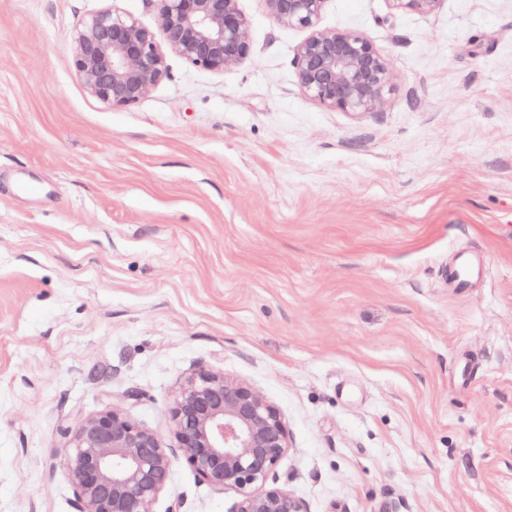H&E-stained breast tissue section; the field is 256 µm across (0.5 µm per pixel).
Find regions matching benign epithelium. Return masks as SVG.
I'll return each instance as SVG.
<instances>
[{"label": "benign epithelium", "instance_id": "benign-epithelium-1", "mask_svg": "<svg viewBox=\"0 0 512 512\" xmlns=\"http://www.w3.org/2000/svg\"><path fill=\"white\" fill-rule=\"evenodd\" d=\"M159 25L103 9L73 32L72 61L88 91L114 107H130L169 76L167 54L219 72L251 52L250 21L238 0H155ZM328 0H265L278 25L303 29L294 65L303 92L320 105L364 114L383 109L393 91L386 56L363 33L320 27ZM393 12L430 14L441 0H387ZM176 447L108 408L60 428L63 466L78 512H153L167 490L173 462L199 481L231 491V512H306L273 475L290 449L279 410L248 383L207 368L190 373L170 401Z\"/></svg>", "mask_w": 512, "mask_h": 512}]
</instances>
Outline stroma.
Wrapping results in <instances>:
<instances>
[{
    "label": "stroma",
    "mask_w": 512,
    "mask_h": 512,
    "mask_svg": "<svg viewBox=\"0 0 512 512\" xmlns=\"http://www.w3.org/2000/svg\"><path fill=\"white\" fill-rule=\"evenodd\" d=\"M155 0H0V512H76L59 426L127 415L174 444L194 370L282 414L307 512H512V0H329L395 75L353 114L302 91L306 33L240 0L250 55L115 108L81 18ZM39 182L28 197L15 182ZM488 268L448 286L453 254ZM175 460L155 512H231ZM393 12L430 14L434 12L442 0H386Z\"/></svg>",
    "instance_id": "1"
}]
</instances>
